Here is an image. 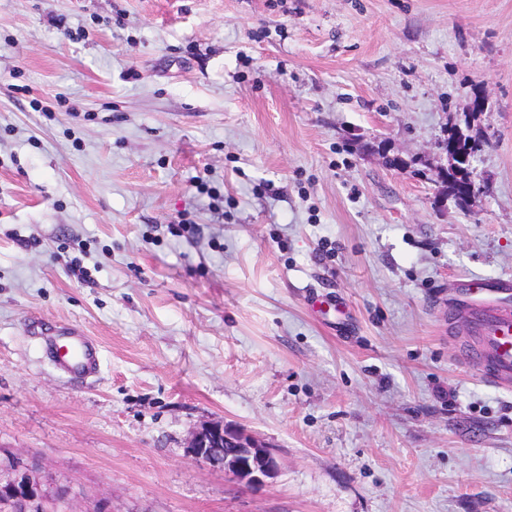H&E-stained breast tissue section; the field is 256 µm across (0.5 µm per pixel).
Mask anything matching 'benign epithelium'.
Listing matches in <instances>:
<instances>
[{
    "mask_svg": "<svg viewBox=\"0 0 512 512\" xmlns=\"http://www.w3.org/2000/svg\"><path fill=\"white\" fill-rule=\"evenodd\" d=\"M445 173H459L471 167V156L464 150L445 151ZM187 448L198 463L220 467L224 473L261 488L279 469L278 458L256 437L222 423H212L194 431ZM51 491L36 475L13 461L0 463V512H55L63 503L67 512H82L67 492L59 491L60 501L49 498Z\"/></svg>",
    "mask_w": 512,
    "mask_h": 512,
    "instance_id": "benign-epithelium-1",
    "label": "benign epithelium"
}]
</instances>
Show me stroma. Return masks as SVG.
Wrapping results in <instances>:
<instances>
[{"label": "stroma", "instance_id": "stroma-1", "mask_svg": "<svg viewBox=\"0 0 512 512\" xmlns=\"http://www.w3.org/2000/svg\"><path fill=\"white\" fill-rule=\"evenodd\" d=\"M509 276L512 0H0V454L86 512H512L452 308ZM220 421L263 489L192 459ZM66 344L52 341L48 350L53 362L60 368L80 374H94L100 367V358L96 347L76 328H67L62 332ZM187 448L200 464L220 467L224 473L261 488L279 469L278 458L256 437L224 423H212L194 431ZM225 448H233L226 454Z\"/></svg>", "mask_w": 512, "mask_h": 512}]
</instances>
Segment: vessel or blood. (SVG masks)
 I'll return each instance as SVG.
<instances>
[{"label": "vessel or blood", "instance_id": "vessel-or-blood-1", "mask_svg": "<svg viewBox=\"0 0 512 512\" xmlns=\"http://www.w3.org/2000/svg\"><path fill=\"white\" fill-rule=\"evenodd\" d=\"M467 316L469 332L477 346L461 351L462 361L478 369L494 383L512 381V278L493 282L469 281L460 301ZM65 344L48 347L53 362L60 368L90 375L98 371L100 358L96 347L76 328L64 331Z\"/></svg>", "mask_w": 512, "mask_h": 512}]
</instances>
